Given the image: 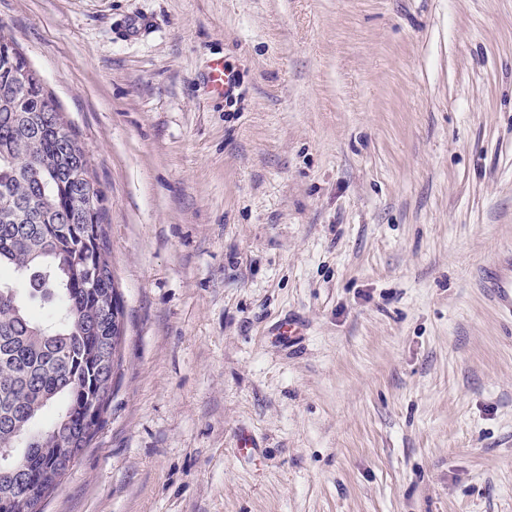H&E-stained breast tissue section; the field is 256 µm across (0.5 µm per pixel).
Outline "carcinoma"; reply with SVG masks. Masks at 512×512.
Wrapping results in <instances>:
<instances>
[{
  "label": "carcinoma",
  "mask_w": 512,
  "mask_h": 512,
  "mask_svg": "<svg viewBox=\"0 0 512 512\" xmlns=\"http://www.w3.org/2000/svg\"><path fill=\"white\" fill-rule=\"evenodd\" d=\"M77 133L13 42L0 36V451L37 477L23 496L0 473V501L42 512L104 422L118 371L123 306L106 211ZM96 225L97 234L89 232ZM48 300L40 315L23 297Z\"/></svg>",
  "instance_id": "cac0c4a2"
}]
</instances>
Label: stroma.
<instances>
[{
    "mask_svg": "<svg viewBox=\"0 0 512 512\" xmlns=\"http://www.w3.org/2000/svg\"><path fill=\"white\" fill-rule=\"evenodd\" d=\"M0 32L87 153L125 311L44 512H512L476 281L512 250V0H0ZM210 91L217 96H227L238 84V74L225 66L223 59L213 60L206 75Z\"/></svg>",
    "mask_w": 512,
    "mask_h": 512,
    "instance_id": "35a3bbf8",
    "label": "stroma"
}]
</instances>
